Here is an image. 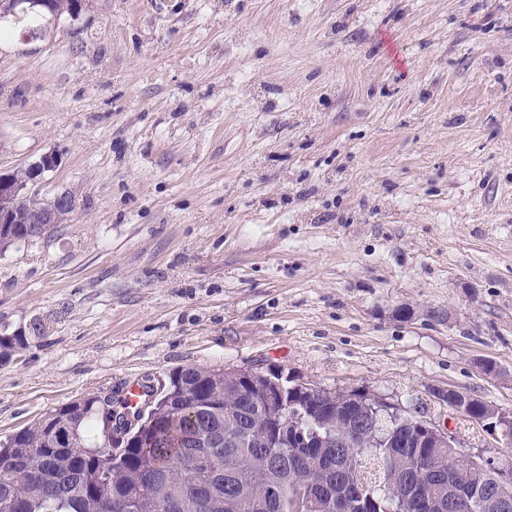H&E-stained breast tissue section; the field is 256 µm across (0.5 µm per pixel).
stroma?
<instances>
[{
    "mask_svg": "<svg viewBox=\"0 0 512 512\" xmlns=\"http://www.w3.org/2000/svg\"><path fill=\"white\" fill-rule=\"evenodd\" d=\"M0 41V171L72 211L0 250V441L186 367L284 368L512 449V0H86ZM495 362L501 376L486 374ZM440 399L446 402V400L450 399L451 401L457 402L456 405L452 408L448 406V412L450 414L459 413L468 403L472 400H476L473 398H469L464 396L462 393L455 389H448L446 392L444 391L440 395ZM460 402H462L460 404ZM464 402V403H463ZM495 405L490 402H486L483 400L472 401L470 403V408L466 411L470 416L469 417L473 422L482 427L489 435H491L498 443L502 442L504 445H510L512 438V412L503 411L501 408H496V423H488L486 417H477L480 414H485L490 409L494 408ZM460 414V413H459ZM512 445V443H511Z\"/></svg>",
    "mask_w": 512,
    "mask_h": 512,
    "instance_id": "stroma-1",
    "label": "stroma"
}]
</instances>
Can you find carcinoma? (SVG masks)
<instances>
[{"instance_id": "obj_1", "label": "carcinoma", "mask_w": 512, "mask_h": 512, "mask_svg": "<svg viewBox=\"0 0 512 512\" xmlns=\"http://www.w3.org/2000/svg\"><path fill=\"white\" fill-rule=\"evenodd\" d=\"M23 223L0 247L51 237L39 203L20 198ZM221 369L187 367L168 384L187 391L155 398L132 440L101 454L84 450L95 405H64L0 441V512H395V490L416 500L410 512H512L494 497L491 472L449 448L421 440L408 416L377 420L341 394L297 418L311 448L281 445L266 430L275 407L235 382L215 388ZM41 482H29L30 474Z\"/></svg>"}]
</instances>
